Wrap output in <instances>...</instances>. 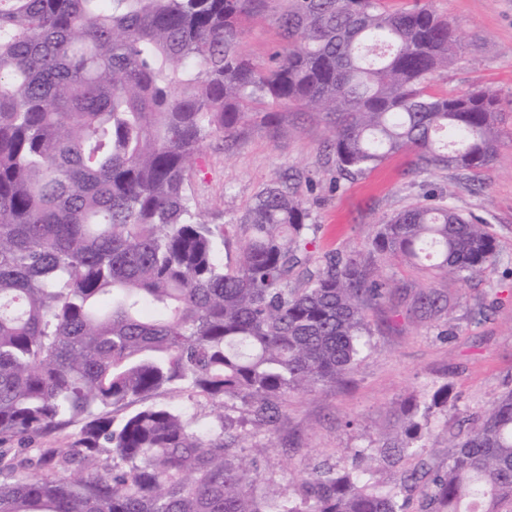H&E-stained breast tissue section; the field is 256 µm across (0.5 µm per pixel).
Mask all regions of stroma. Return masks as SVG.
Here are the masks:
<instances>
[{
  "mask_svg": "<svg viewBox=\"0 0 512 512\" xmlns=\"http://www.w3.org/2000/svg\"><path fill=\"white\" fill-rule=\"evenodd\" d=\"M448 19L457 52L432 89L456 94L475 86L499 97L496 158L473 173L454 168L416 173L400 153L361 174H345L327 149L332 123L299 108L285 110L280 129L261 117L233 142L215 136L191 180L197 207L214 224L239 219L266 186L290 177L309 211L311 265L328 254L369 259L378 224L414 203L436 199L476 216L497 239V257L482 274L440 277L401 259L373 260L392 294L371 306V349L335 385L286 398L262 467L280 486L296 484L307 460L343 466L373 448L412 396L450 390L453 405L431 417L421 452L433 469L448 463V434L462 416L484 411L512 390V0H424ZM242 49L270 63L279 48L271 19L244 24ZM371 259V258H370ZM433 289L448 313L421 319L416 296Z\"/></svg>",
  "mask_w": 512,
  "mask_h": 512,
  "instance_id": "stroma-1",
  "label": "stroma"
}]
</instances>
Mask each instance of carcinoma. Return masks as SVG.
<instances>
[{
    "instance_id": "cac0c4a2",
    "label": "carcinoma",
    "mask_w": 512,
    "mask_h": 512,
    "mask_svg": "<svg viewBox=\"0 0 512 512\" xmlns=\"http://www.w3.org/2000/svg\"><path fill=\"white\" fill-rule=\"evenodd\" d=\"M284 2L264 67L242 22L271 0H0V437L80 425L67 446L0 453V512H512V390L449 435L436 473L416 448L446 388L403 407L396 445L315 462L292 491L259 466L251 438L273 434L283 397L354 368L368 305L390 289L334 255L290 287L307 208L285 178L210 223L190 192L205 143L259 106L276 127L292 105L334 118L327 148L346 173L401 152L418 173L472 171L494 160L499 112L486 87L431 92L456 40L426 5ZM370 247L462 280L497 254L486 225L443 202L383 222ZM418 309L436 317L448 298L425 292ZM177 390L240 403L250 429L153 401ZM394 456L414 463L385 490L375 475Z\"/></svg>"
}]
</instances>
